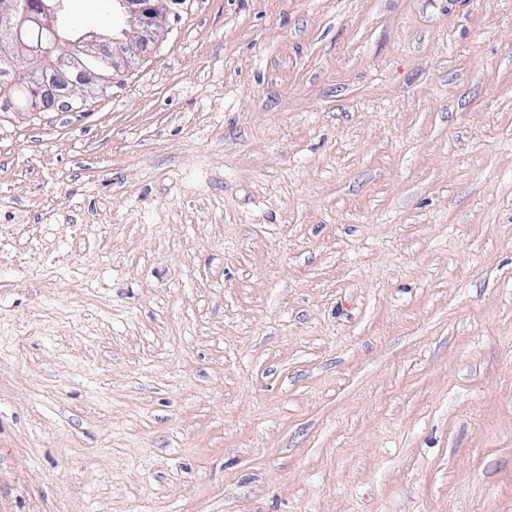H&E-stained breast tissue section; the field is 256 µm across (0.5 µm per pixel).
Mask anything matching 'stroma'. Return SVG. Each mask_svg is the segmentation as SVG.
<instances>
[{
	"mask_svg": "<svg viewBox=\"0 0 512 512\" xmlns=\"http://www.w3.org/2000/svg\"><path fill=\"white\" fill-rule=\"evenodd\" d=\"M0 512H512V0H184L0 115Z\"/></svg>",
	"mask_w": 512,
	"mask_h": 512,
	"instance_id": "stroma-1",
	"label": "stroma"
}]
</instances>
